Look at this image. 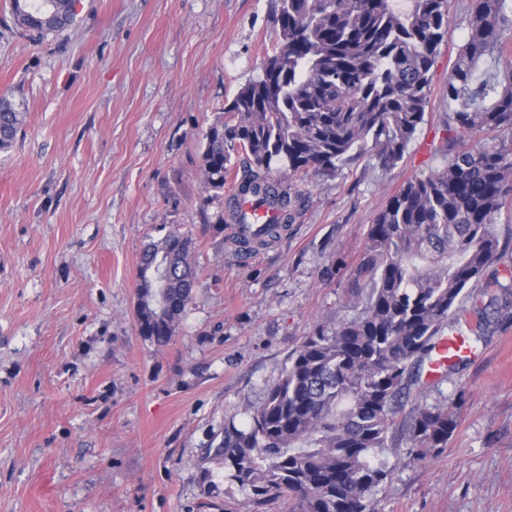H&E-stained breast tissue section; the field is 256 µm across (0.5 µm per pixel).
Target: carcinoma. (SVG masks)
Listing matches in <instances>:
<instances>
[{
    "label": "carcinoma",
    "instance_id": "obj_1",
    "mask_svg": "<svg viewBox=\"0 0 512 512\" xmlns=\"http://www.w3.org/2000/svg\"><path fill=\"white\" fill-rule=\"evenodd\" d=\"M77 0H11L17 30L42 37L76 22ZM276 47L262 73L224 105L204 136L205 188L224 190L232 159L237 182L293 220L305 177L334 176L365 156L395 168L425 122L432 69L448 34L449 0H278ZM512 0H469L462 43L448 74L447 112L436 152L445 165L421 171L391 196L366 234L355 279L357 315L304 337L278 381L224 429V468L258 502L286 496L291 512H379L388 471L370 454L388 447L416 366L433 359L445 330L475 315L481 336L512 292L492 269L497 219L512 209ZM24 115L0 96V151ZM288 180L273 181V164ZM192 239L178 232L150 244L139 268L140 333L159 345L175 336L197 277ZM171 266L153 288L157 261ZM491 287L505 293L489 304ZM471 302V307L464 302ZM457 427L448 408L411 410L412 452L424 460Z\"/></svg>",
    "mask_w": 512,
    "mask_h": 512
}]
</instances>
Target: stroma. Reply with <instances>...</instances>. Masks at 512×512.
<instances>
[{
  "instance_id": "1",
  "label": "stroma",
  "mask_w": 512,
  "mask_h": 512,
  "mask_svg": "<svg viewBox=\"0 0 512 512\" xmlns=\"http://www.w3.org/2000/svg\"><path fill=\"white\" fill-rule=\"evenodd\" d=\"M275 0H80L32 40L0 0V94L26 113L0 151V512H290L256 504L217 448L317 326L354 316L377 212L422 170L469 0H451L431 102L403 161L299 182L275 242L241 261L231 190L205 189L203 135L275 45ZM192 239L197 284L172 340L136 317L143 251ZM420 402L455 411L420 461L397 427L376 450L380 512H512V313Z\"/></svg>"
}]
</instances>
